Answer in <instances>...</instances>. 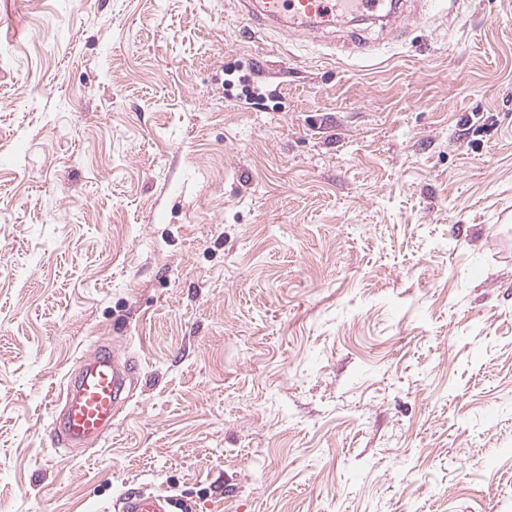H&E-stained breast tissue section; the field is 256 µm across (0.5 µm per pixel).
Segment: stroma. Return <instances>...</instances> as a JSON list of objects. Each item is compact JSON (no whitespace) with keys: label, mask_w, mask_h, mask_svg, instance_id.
I'll return each mask as SVG.
<instances>
[{"label":"stroma","mask_w":512,"mask_h":512,"mask_svg":"<svg viewBox=\"0 0 512 512\" xmlns=\"http://www.w3.org/2000/svg\"><path fill=\"white\" fill-rule=\"evenodd\" d=\"M411 9L361 59L236 0H0V512H512V0ZM112 343L138 380L66 449ZM134 372L129 359L112 348L90 352L50 402L51 414L62 405L55 423L57 442L70 448L97 443L112 429L116 413L129 398L127 382ZM177 500L162 493L128 492L118 501L120 512H175Z\"/></svg>","instance_id":"35a3bbf8"}]
</instances>
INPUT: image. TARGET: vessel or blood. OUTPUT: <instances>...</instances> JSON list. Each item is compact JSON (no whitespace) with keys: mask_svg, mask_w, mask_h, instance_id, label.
Wrapping results in <instances>:
<instances>
[{"mask_svg":"<svg viewBox=\"0 0 512 512\" xmlns=\"http://www.w3.org/2000/svg\"><path fill=\"white\" fill-rule=\"evenodd\" d=\"M256 25L316 34L336 28L346 18L383 23L398 30L408 0H239ZM134 371L129 360L109 347L90 352L77 372L52 400L58 408L59 444L83 448L111 430L116 413L126 402L127 383ZM177 501L161 493L128 492L118 512H174Z\"/></svg>","mask_w":512,"mask_h":512,"instance_id":"b4317fda","label":"vessel or blood"}]
</instances>
